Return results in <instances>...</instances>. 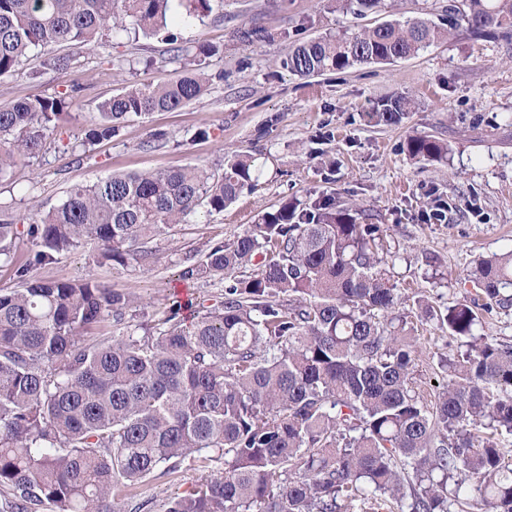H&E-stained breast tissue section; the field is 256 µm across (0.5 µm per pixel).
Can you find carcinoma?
<instances>
[{
    "label": "carcinoma",
    "mask_w": 512,
    "mask_h": 512,
    "mask_svg": "<svg viewBox=\"0 0 512 512\" xmlns=\"http://www.w3.org/2000/svg\"><path fill=\"white\" fill-rule=\"evenodd\" d=\"M355 16L386 0H330ZM224 12V0H0V76L36 48L104 34L176 42L170 31ZM465 27L478 38L512 33V0H460L438 20L416 16L352 35L295 43L284 66L309 77L405 59ZM218 47L194 46L173 81L140 83L97 105L83 143L108 140L131 117L169 112L199 99V69ZM65 96L0 110V182L40 151L58 127ZM400 96L369 113L396 125ZM409 155L446 158L430 136ZM254 160L238 156L221 174L187 166L113 175L74 185L58 206L21 231L0 220V257L26 235L37 247L0 289V512H114L124 488L164 465L224 461L171 497L165 512H512V342L482 333L483 314L512 308V250L477 261L464 278L474 294L437 316L464 350L446 381L425 395L414 327L381 267L382 231L348 207L286 203L229 242L209 247L183 277L230 280L224 300L182 306L156 326L132 323L134 299L94 276L28 277L87 241L100 265L134 267L152 258L157 236L202 208L221 213L252 186ZM262 257L257 274L238 270ZM112 318L106 343L85 331Z\"/></svg>",
    "instance_id": "cac0c4a2"
}]
</instances>
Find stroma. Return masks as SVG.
<instances>
[{"mask_svg":"<svg viewBox=\"0 0 512 512\" xmlns=\"http://www.w3.org/2000/svg\"><path fill=\"white\" fill-rule=\"evenodd\" d=\"M448 0H391L388 13L356 18L330 12L324 0H224L223 16L180 31V44L218 46L207 59L212 74L205 94L173 112L129 120L120 134L84 144L96 106L123 82L178 78L182 62L160 38L103 37L95 47L64 44L31 51L15 75L0 77V109L26 98L78 86L67 98L65 120L41 150L23 160L11 181L0 183V207L27 218L53 208L76 184L111 175L203 165L223 171L236 154L253 157L255 189L244 190L224 212H199L154 239L149 263L114 269L98 266L94 243L32 268V277L68 281L95 275L132 295L135 321L156 325L174 303L214 304L224 278L183 279L207 246L229 242L282 202H333L355 206L362 224L383 229L382 257L391 284L413 289L435 311L466 294L462 280L476 256L512 250V38L477 39L458 29L447 41L391 64L300 78L282 62L293 42L325 33L358 31L387 20L439 14ZM265 27L263 42L237 32ZM69 58L64 71L45 70L52 57ZM413 101L396 126L375 125L368 114L386 97ZM165 133L162 144L153 133ZM448 143L447 160L408 155L409 137ZM417 370L423 381H441L442 360L458 345L435 322L421 327ZM223 464L178 471L159 466L144 482L126 488L115 512H165L168 499L201 478H217Z\"/></svg>","mask_w":512,"mask_h":512,"instance_id":"35a3bbf8","label":"stroma"}]
</instances>
